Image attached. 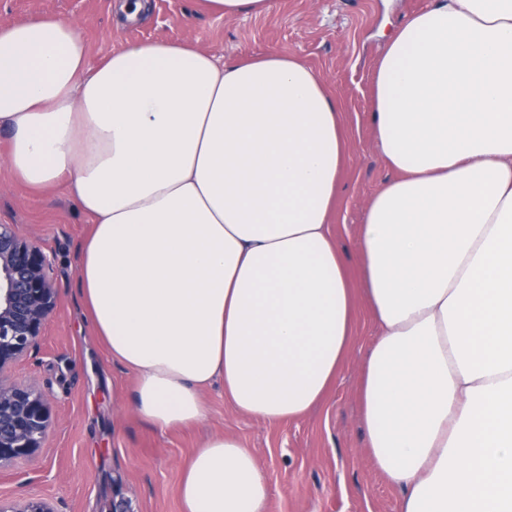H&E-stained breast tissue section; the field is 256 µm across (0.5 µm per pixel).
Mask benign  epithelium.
Masks as SVG:
<instances>
[{
    "mask_svg": "<svg viewBox=\"0 0 512 512\" xmlns=\"http://www.w3.org/2000/svg\"><path fill=\"white\" fill-rule=\"evenodd\" d=\"M49 260L13 224H0V469L35 455L51 425V409L31 386L4 380L6 368L41 336L57 301ZM0 512H54L43 499L17 508L0 501Z\"/></svg>",
    "mask_w": 512,
    "mask_h": 512,
    "instance_id": "7a95c632",
    "label": "benign epithelium"
}]
</instances>
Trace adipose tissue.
I'll list each match as a JSON object with an SVG mask.
<instances>
[{
	"label": "adipose tissue",
	"mask_w": 512,
	"mask_h": 512,
	"mask_svg": "<svg viewBox=\"0 0 512 512\" xmlns=\"http://www.w3.org/2000/svg\"><path fill=\"white\" fill-rule=\"evenodd\" d=\"M87 55L67 17L0 26V127L15 177L65 184L92 226L79 295L138 414L194 425L220 382L240 414L304 416L363 298L362 421L399 512H512V0H431L389 37L371 121L394 177L352 256L333 224L345 117L312 67L183 42ZM269 494L231 434L181 484L183 512H266Z\"/></svg>",
	"instance_id": "adipose-tissue-1"
}]
</instances>
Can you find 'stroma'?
<instances>
[{"mask_svg": "<svg viewBox=\"0 0 512 512\" xmlns=\"http://www.w3.org/2000/svg\"><path fill=\"white\" fill-rule=\"evenodd\" d=\"M151 14L123 24L115 0H0V26L45 15L72 17L90 66L128 43L175 40L245 61L271 51L296 55L340 99L350 150L334 219L340 245L353 250L372 197L393 174L372 133L371 88L384 35L430 0H273L259 17L224 18L204 0H154ZM0 131V223L41 247L57 308L37 346L11 365L10 381L34 385L47 399L52 427L42 451L0 470V498L44 497L56 512H182L184 468L210 436H237L256 455L270 485L266 512H398V491L371 464L357 385L376 328L361 317L356 346L326 402L270 426L237 413L222 385L203 392L206 417L192 427L158 431L135 408L134 375L112 361L86 319L78 293L80 245L89 226L65 185L33 191L8 162Z\"/></svg>", "mask_w": 512, "mask_h": 512, "instance_id": "35a3bbf8", "label": "stroma"}]
</instances>
